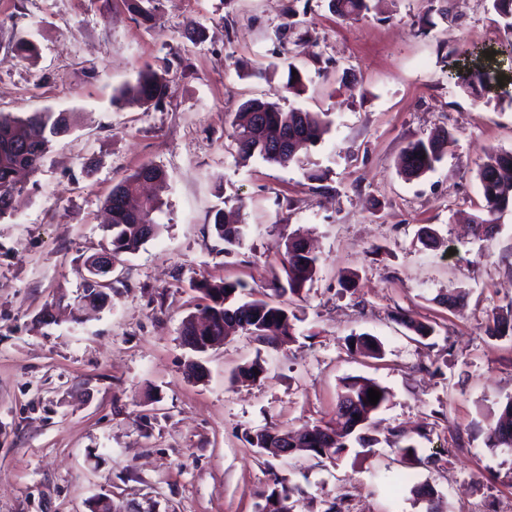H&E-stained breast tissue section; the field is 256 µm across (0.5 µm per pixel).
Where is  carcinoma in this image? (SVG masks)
Returning a JSON list of instances; mask_svg holds the SVG:
<instances>
[{"label": "carcinoma", "mask_w": 512, "mask_h": 512, "mask_svg": "<svg viewBox=\"0 0 512 512\" xmlns=\"http://www.w3.org/2000/svg\"><path fill=\"white\" fill-rule=\"evenodd\" d=\"M490 2L504 22L505 29L512 32V0ZM332 5L336 13L345 19H355L370 9L368 0H332ZM506 70L512 72V65L506 68L494 57L490 63L460 76L461 86L471 95L485 97V90L498 83L499 75ZM168 91L166 71L147 66L138 71L135 82L114 96L113 103L120 106H157ZM74 127V116L69 112L44 110L25 117L0 113V219L14 216L18 202L24 196V187L14 178L16 171L27 169L36 172L52 143L69 134ZM232 128L231 137L240 161L246 162L256 156L268 164L286 167L296 160V154L291 147L283 149L285 141L296 136L314 146L328 133L330 121L325 112H304L299 108L285 110L277 103L250 100L235 113ZM453 140V134L446 132L437 138H418L408 142L400 153L401 175L412 181L434 171ZM478 179L485 201V216L477 217L475 224L477 228L487 230L492 227L496 215L512 209V153H488L479 168ZM144 180L163 183L167 180V173L153 163H144L114 186L106 199V206L112 214L107 230L112 232L109 252L114 260L122 254L139 251L162 228L157 221V213L161 212L163 205L160 199L147 197L131 207L123 202L125 198L136 196L138 186ZM214 229L218 237L230 246L239 243L243 235L242 227L227 221L220 210L214 216ZM318 262L316 256L305 251L304 242L288 241L282 267L290 294H300L306 283L313 280ZM97 265L96 256L85 261L87 276L82 279L80 304L103 308L111 300L109 291L112 286H107L105 293L99 291L100 280L106 273L93 272L92 268ZM196 288L209 300V304L204 307V315L196 318V330H189L191 320L183 322V336L219 335L224 326L236 324L273 349L281 348L295 336L298 316L294 311L267 297L239 300L241 284L237 282L205 280L198 282ZM349 346L373 358L382 354L381 342L367 333L350 337ZM344 388L336 403V418L343 421L341 431L320 425L267 431L256 435L251 444L265 449L268 441L286 437L296 442L297 447L306 448L316 459L339 457L353 441L363 448L371 446L373 439L357 433V430L366 424L373 412L390 400L391 394L375 381L362 377L350 379ZM370 389L381 393L375 405L368 402ZM488 443L492 448H512V399L506 402L495 427L490 430ZM304 494L301 484L287 483L276 477L260 512H292L290 502Z\"/></svg>", "instance_id": "cac0c4a2"}]
</instances>
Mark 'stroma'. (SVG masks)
Here are the masks:
<instances>
[{"mask_svg":"<svg viewBox=\"0 0 512 512\" xmlns=\"http://www.w3.org/2000/svg\"><path fill=\"white\" fill-rule=\"evenodd\" d=\"M153 7L147 21L129 0H0V112L76 116L40 169L20 173L29 192L0 220V512H92L101 497L117 512H257L276 476L307 492L293 512L336 497L342 512H424L423 483L445 512H512V450L487 445L512 398V336L488 333L512 310V211L489 236L469 222L486 154L512 152V82L486 102L454 76L473 49L512 43L489 0H372L356 20L331 0ZM21 36L32 55L15 50ZM145 66L168 67L164 102L113 106ZM292 66L298 97L282 90ZM249 99L328 113L330 130L288 167L238 161L231 122ZM443 130L455 141L442 161L405 180L402 148ZM146 162L168 174L163 228L116 262L111 307L74 314L85 260L110 246L105 201ZM220 209L238 212L240 244L217 237ZM294 235L320 261L286 298L293 342L273 350L239 331L204 353L183 345L199 281L272 295ZM50 307L59 319L42 322ZM362 333L381 357L349 351ZM257 359L264 375L239 380ZM194 361L203 380L188 375ZM353 377L391 394L364 429L372 447L336 460L252 446L262 431L335 425Z\"/></svg>","mask_w":512,"mask_h":512,"instance_id":"stroma-1","label":"stroma"}]
</instances>
